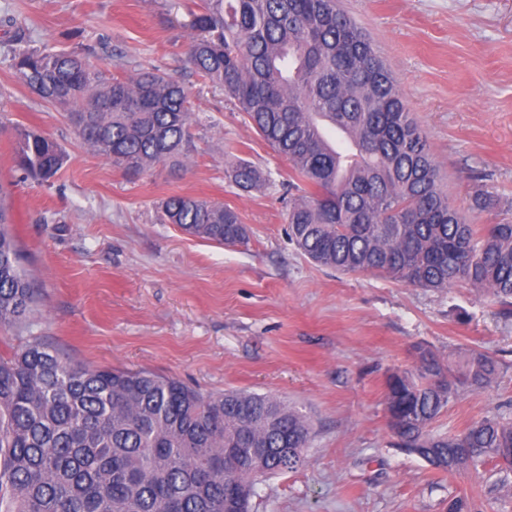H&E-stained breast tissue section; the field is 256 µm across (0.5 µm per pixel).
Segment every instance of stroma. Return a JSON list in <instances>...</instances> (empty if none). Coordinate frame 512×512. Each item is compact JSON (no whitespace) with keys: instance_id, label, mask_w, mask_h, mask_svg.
I'll return each mask as SVG.
<instances>
[{"instance_id":"obj_1","label":"stroma","mask_w":512,"mask_h":512,"mask_svg":"<svg viewBox=\"0 0 512 512\" xmlns=\"http://www.w3.org/2000/svg\"><path fill=\"white\" fill-rule=\"evenodd\" d=\"M367 33L425 133L452 204L475 224L512 222V0H341ZM183 0H0V189L38 299L28 329L0 330V356L43 342L89 366L147 370L205 393L274 395L307 415L297 470L262 478L251 512H512V472L433 469L394 445L384 396L416 349L444 363L493 354L488 388L451 400L433 432L512 417V304L466 286L414 288L346 274L301 256L288 239V160L236 102L186 68ZM32 46L82 49L94 68H156L181 82L194 110L186 167L131 174L88 151L69 114L16 81L15 34ZM69 155L51 181L23 179L16 129ZM234 152L267 178L244 192L224 178ZM174 195L239 210L248 245L226 247L162 224Z\"/></svg>"}]
</instances>
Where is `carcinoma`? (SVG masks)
Wrapping results in <instances>:
<instances>
[{
  "label": "carcinoma",
  "mask_w": 512,
  "mask_h": 512,
  "mask_svg": "<svg viewBox=\"0 0 512 512\" xmlns=\"http://www.w3.org/2000/svg\"><path fill=\"white\" fill-rule=\"evenodd\" d=\"M186 27L187 65L288 159V234L303 255L414 288L466 285L512 299V223L479 229L449 201L391 72L338 0H195ZM11 67L41 100L67 108L81 142L112 164L133 173L186 166L192 107L165 73L108 75L76 49L22 36ZM68 161L38 130H17L26 177L47 182ZM224 177L242 191L266 182L233 155ZM160 223L223 246L249 241L237 209L205 199L169 197ZM36 297L0 207V327H26ZM496 371L485 352L453 369L419 349L416 373L386 381L397 446L421 449L445 472L488 463L512 472V420L430 432L460 388L484 389ZM309 436L306 415L275 396L205 395L145 370L91 367L39 341L0 356V512H235L230 485L253 493L260 477L303 466ZM256 443L288 453L252 459Z\"/></svg>",
  "instance_id": "1"
}]
</instances>
